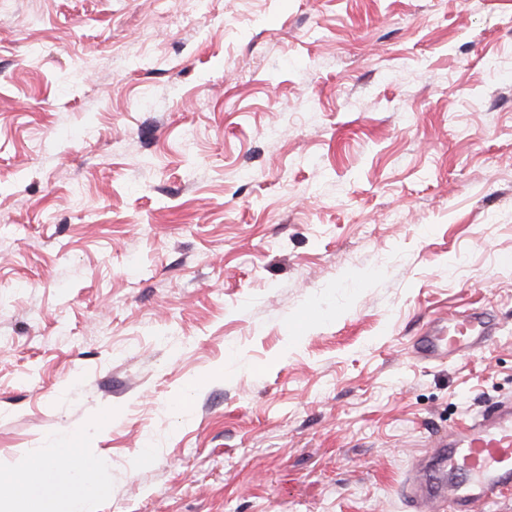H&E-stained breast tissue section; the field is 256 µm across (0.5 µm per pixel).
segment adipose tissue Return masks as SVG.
Here are the masks:
<instances>
[{"label": "adipose tissue", "instance_id": "obj_1", "mask_svg": "<svg viewBox=\"0 0 512 512\" xmlns=\"http://www.w3.org/2000/svg\"><path fill=\"white\" fill-rule=\"evenodd\" d=\"M36 466L45 475L66 468L81 476L78 490L69 497L68 507L70 512H92L93 503L100 493L95 477L107 463L87 449L63 443L50 448L45 457L27 454L14 462L6 475L12 483L11 493L7 499L0 500V512H40L35 484L29 479L30 471Z\"/></svg>", "mask_w": 512, "mask_h": 512}]
</instances>
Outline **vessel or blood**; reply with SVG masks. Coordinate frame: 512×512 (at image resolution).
Wrapping results in <instances>:
<instances>
[{
    "mask_svg": "<svg viewBox=\"0 0 512 512\" xmlns=\"http://www.w3.org/2000/svg\"><path fill=\"white\" fill-rule=\"evenodd\" d=\"M497 326L485 311L470 309L434 324L420 336L416 353L427 360L473 354L493 338ZM429 457L419 460L406 484L412 512L447 501L452 512L512 492V403L472 416L451 433L436 435Z\"/></svg>",
    "mask_w": 512,
    "mask_h": 512,
    "instance_id": "obj_1",
    "label": "vessel or blood"
}]
</instances>
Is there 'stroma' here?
<instances>
[{
    "instance_id": "1",
    "label": "stroma",
    "mask_w": 512,
    "mask_h": 512,
    "mask_svg": "<svg viewBox=\"0 0 512 512\" xmlns=\"http://www.w3.org/2000/svg\"><path fill=\"white\" fill-rule=\"evenodd\" d=\"M463 308L494 340L418 357ZM497 401L512 0H0L1 465L66 435L94 512H410Z\"/></svg>"
}]
</instances>
